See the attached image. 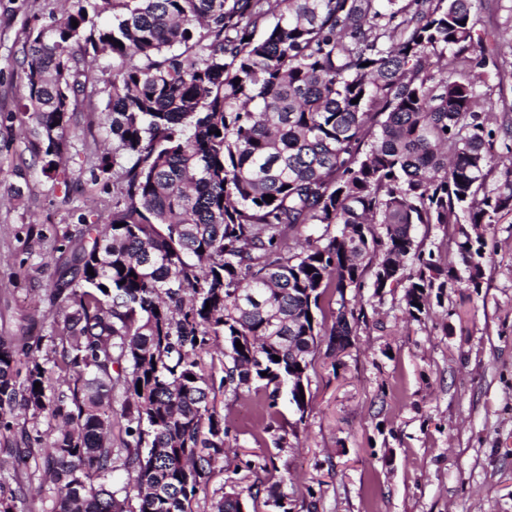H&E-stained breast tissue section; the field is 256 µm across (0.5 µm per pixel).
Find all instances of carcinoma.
Here are the masks:
<instances>
[{
	"instance_id": "1",
	"label": "carcinoma",
	"mask_w": 512,
	"mask_h": 512,
	"mask_svg": "<svg viewBox=\"0 0 512 512\" xmlns=\"http://www.w3.org/2000/svg\"><path fill=\"white\" fill-rule=\"evenodd\" d=\"M106 3L110 24L72 0L61 18L25 26L24 114L56 176L88 58L112 55L101 131L116 147L100 172L120 188L108 224L87 225L69 248L51 336L21 348L0 337V435L14 440L16 466L36 460L52 512H192L230 437L216 388L263 393L270 416L284 392L303 414L322 337L331 348L353 335L347 294L366 275L376 297L404 289L416 320L460 280L457 265L480 288V229L512 213V165L486 188L494 104L476 95L485 59L467 56L487 36L474 0ZM433 56L444 61L435 70ZM417 224L456 225L459 260L424 257ZM220 336L217 380L201 356ZM18 412L58 426L33 436ZM241 468L254 477L247 497L232 485L210 512H243L262 492L290 512L280 485L259 476L268 463ZM118 469L128 480L114 487ZM22 496L21 482L0 489V512Z\"/></svg>"
}]
</instances>
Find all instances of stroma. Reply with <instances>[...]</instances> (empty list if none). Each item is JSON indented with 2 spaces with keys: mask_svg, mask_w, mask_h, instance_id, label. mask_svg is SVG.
I'll list each match as a JSON object with an SVG mask.
<instances>
[{
  "mask_svg": "<svg viewBox=\"0 0 512 512\" xmlns=\"http://www.w3.org/2000/svg\"><path fill=\"white\" fill-rule=\"evenodd\" d=\"M64 0H0V336L45 340L57 310L52 290L69 246L85 225L106 224L116 190L98 166V136L112 59L90 60L93 94L74 113L65 176L45 173V156L19 115L25 95L23 26L60 17ZM486 82L498 120L512 115V44L488 42ZM412 234L435 260L456 253L452 224H418ZM486 278L478 293L446 288L412 319L403 289L351 305L364 314L351 345L318 354L308 406L287 396L276 429L254 397L216 391L214 406L234 438L230 464L270 458L291 512H512V214L485 232ZM297 430L277 447L278 427Z\"/></svg>",
  "mask_w": 512,
  "mask_h": 512,
  "instance_id": "1",
  "label": "stroma"
}]
</instances>
